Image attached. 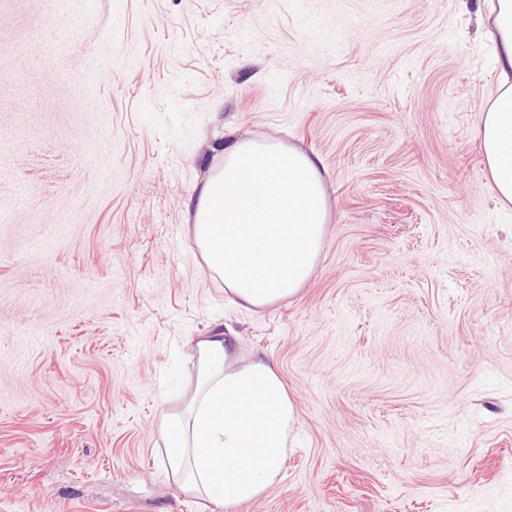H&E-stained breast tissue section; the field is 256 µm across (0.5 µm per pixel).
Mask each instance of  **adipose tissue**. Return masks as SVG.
I'll return each instance as SVG.
<instances>
[{"label":"adipose tissue","mask_w":512,"mask_h":512,"mask_svg":"<svg viewBox=\"0 0 512 512\" xmlns=\"http://www.w3.org/2000/svg\"><path fill=\"white\" fill-rule=\"evenodd\" d=\"M492 13L500 84L476 136L498 201L511 204L512 0H497ZM188 212L228 301L267 307L313 272L328 219L321 161L279 141H228ZM238 344L230 331L201 337L195 393L183 415L163 422L173 477L216 504L251 501L275 482L297 422L274 366L258 356L239 363Z\"/></svg>","instance_id":"adipose-tissue-1"}]
</instances>
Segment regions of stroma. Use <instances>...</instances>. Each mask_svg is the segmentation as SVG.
Masks as SVG:
<instances>
[{"mask_svg":"<svg viewBox=\"0 0 512 512\" xmlns=\"http://www.w3.org/2000/svg\"><path fill=\"white\" fill-rule=\"evenodd\" d=\"M492 0H0V512H512V206L474 131ZM319 156L300 291L224 299L187 208L227 141ZM298 414L276 481L171 475L201 336Z\"/></svg>","mask_w":512,"mask_h":512,"instance_id":"stroma-1","label":"stroma"}]
</instances>
